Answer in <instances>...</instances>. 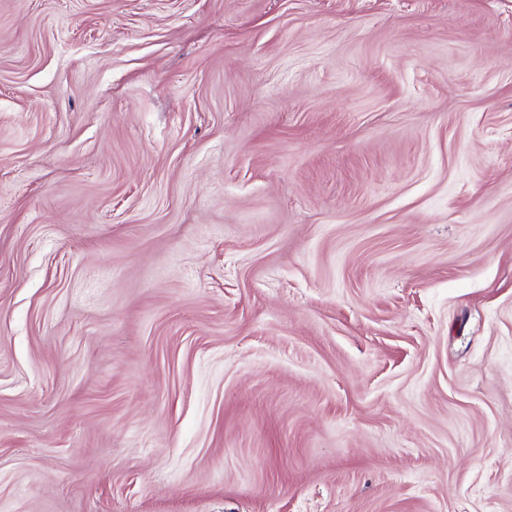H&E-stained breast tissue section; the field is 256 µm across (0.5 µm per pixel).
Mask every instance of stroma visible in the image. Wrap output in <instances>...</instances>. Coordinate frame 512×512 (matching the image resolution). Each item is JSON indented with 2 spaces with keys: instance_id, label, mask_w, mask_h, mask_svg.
Returning <instances> with one entry per match:
<instances>
[{
  "instance_id": "1",
  "label": "stroma",
  "mask_w": 512,
  "mask_h": 512,
  "mask_svg": "<svg viewBox=\"0 0 512 512\" xmlns=\"http://www.w3.org/2000/svg\"><path fill=\"white\" fill-rule=\"evenodd\" d=\"M0 512H512V0H0Z\"/></svg>"
}]
</instances>
